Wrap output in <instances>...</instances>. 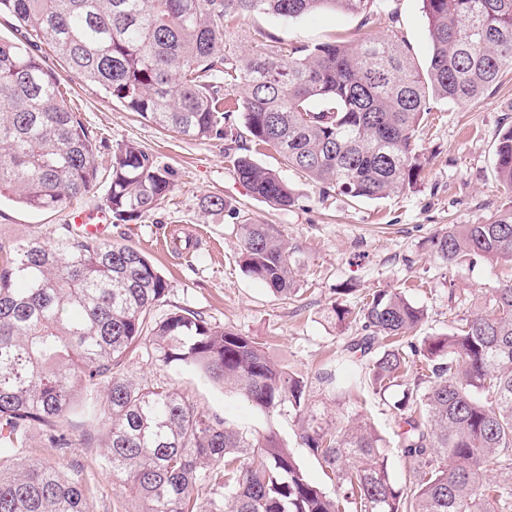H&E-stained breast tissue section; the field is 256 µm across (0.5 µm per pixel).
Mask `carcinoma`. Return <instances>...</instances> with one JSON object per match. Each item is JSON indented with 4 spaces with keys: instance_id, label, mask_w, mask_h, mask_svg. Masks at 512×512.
Returning <instances> with one entry per match:
<instances>
[{
    "instance_id": "1",
    "label": "carcinoma",
    "mask_w": 512,
    "mask_h": 512,
    "mask_svg": "<svg viewBox=\"0 0 512 512\" xmlns=\"http://www.w3.org/2000/svg\"><path fill=\"white\" fill-rule=\"evenodd\" d=\"M431 52L424 70L396 40L314 47L261 34L234 42L228 23L272 14L296 19L332 10L368 18L382 0H0L19 37L0 39V198L53 211L99 183L100 145L66 104L37 54L47 45L69 73L160 128L191 140L225 139L224 115L241 113L250 141L288 166L354 199H384L413 184L415 133L430 101L480 99L512 66V0H423ZM234 158L238 180L282 209L295 190L258 164ZM495 172L512 187V124L499 132ZM105 178V210L127 223L156 210L173 185L166 168L132 142L118 143ZM245 273L292 293L295 251L275 224H239ZM448 266L480 257L512 262V210L488 224H450L431 239ZM168 284L132 246L63 224L51 238L0 243V512H91L95 484L73 468V448L99 443L98 469L121 500L115 512H496L512 483V281L444 334L388 346L420 327L423 307L378 289L358 311L335 306L370 331L347 350L365 358L371 385L385 391L423 360L425 389L393 409L401 453L417 476L406 491L388 469L381 438L351 419L338 427L310 410L314 395L339 394L330 370L309 378L275 364L249 336L176 309H154ZM147 349L159 369H196L237 390L253 407H288L301 439L337 480L331 495L307 477L274 434L251 437L169 383L126 376ZM85 416L98 435L77 432ZM57 449L34 453L33 435Z\"/></svg>"
}]
</instances>
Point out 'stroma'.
<instances>
[{"instance_id":"obj_1","label":"stroma","mask_w":512,"mask_h":512,"mask_svg":"<svg viewBox=\"0 0 512 512\" xmlns=\"http://www.w3.org/2000/svg\"><path fill=\"white\" fill-rule=\"evenodd\" d=\"M260 32L291 46L398 39L421 67L431 48L423 0H385L377 14L366 18L334 12L290 21L252 15L235 23L233 37L247 46ZM45 65L57 75L68 104L102 141L99 167H106L112 145L132 141L170 173L168 205L109 229L112 241L144 252L166 279L169 292L160 311L179 307L253 337L276 364L293 373L310 376L336 366L340 378L360 388L354 397L328 402L327 418L343 424L362 415L383 441L393 481L411 487L416 477L401 456L402 424L392 404L414 380L374 392L364 365L346 350L352 338L364 335V327L358 322L337 326L328 313L338 304L359 307L376 289L392 288L425 309L421 335H435L447 332L453 321L482 305L499 282L512 277L510 261L480 259L451 268L430 248L431 238L448 225L483 224L512 209V188L499 182L494 170L499 131L512 121V69L476 102L431 101V112L415 133L417 180L398 195L354 200L288 167L273 148L255 153L257 162L279 173L297 193L294 205L281 209L253 196L238 180L227 140L176 136L77 80L55 55H47ZM212 195L223 197L226 212L203 209L204 199ZM69 210L35 212L2 199L0 243L33 234L51 237L67 223ZM246 220L277 225L294 247L295 296H280L244 273L236 225ZM128 374L134 380L160 375L240 431L275 432L308 477L334 491L322 464L302 447L301 421L292 410H257L224 384L180 368L156 371L142 356L132 359Z\"/></svg>"}]
</instances>
